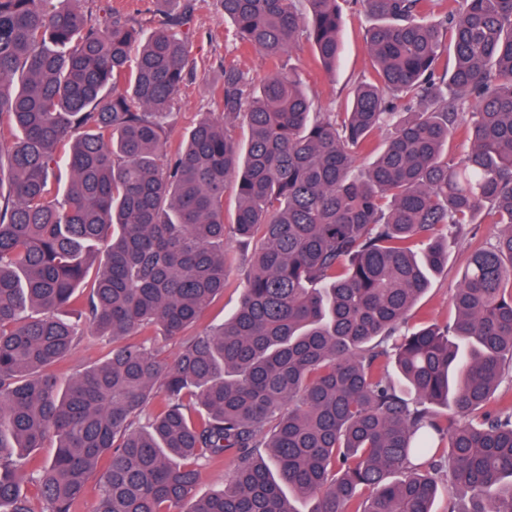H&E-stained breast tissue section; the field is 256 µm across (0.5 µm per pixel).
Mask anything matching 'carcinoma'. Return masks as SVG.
Here are the masks:
<instances>
[{"instance_id": "1", "label": "carcinoma", "mask_w": 512, "mask_h": 512, "mask_svg": "<svg viewBox=\"0 0 512 512\" xmlns=\"http://www.w3.org/2000/svg\"><path fill=\"white\" fill-rule=\"evenodd\" d=\"M152 3L144 38L0 0V512H72L92 479L93 512H432L444 472L447 512H512V0H216L272 69L224 55L222 116L175 151L194 3ZM350 4L369 67L321 112L292 52L335 69ZM468 224L504 228L455 319L403 330ZM233 268L239 308L193 332ZM100 354L94 343L85 341L72 351L67 362L61 366L60 372L69 374L81 370L97 360ZM229 469L224 462H217L206 470L196 489V496H204L224 486V481L229 475Z\"/></svg>"}]
</instances>
